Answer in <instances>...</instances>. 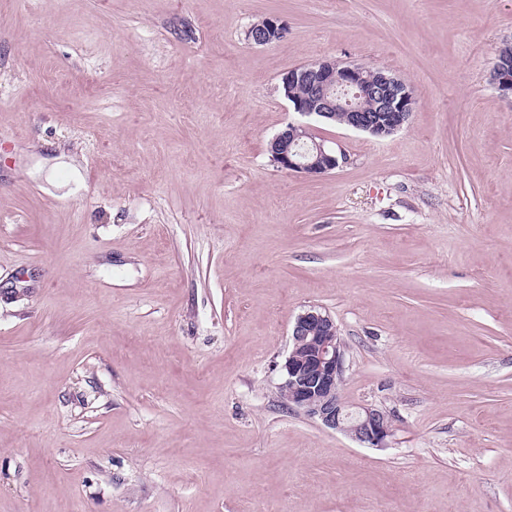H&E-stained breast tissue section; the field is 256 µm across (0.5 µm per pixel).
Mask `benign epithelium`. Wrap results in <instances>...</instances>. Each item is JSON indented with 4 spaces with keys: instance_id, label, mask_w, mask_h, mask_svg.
Listing matches in <instances>:
<instances>
[{
    "instance_id": "obj_1",
    "label": "benign epithelium",
    "mask_w": 512,
    "mask_h": 512,
    "mask_svg": "<svg viewBox=\"0 0 512 512\" xmlns=\"http://www.w3.org/2000/svg\"><path fill=\"white\" fill-rule=\"evenodd\" d=\"M285 26L275 18L265 19L258 29L248 30L255 45H270L285 36ZM492 83L504 97L512 98V62L505 59L492 73ZM301 84L307 95L296 97L288 88ZM284 96L294 112L318 122L346 113V126L374 137H388L408 123L417 104L415 90L386 70L332 59L296 67L282 78ZM374 102L368 112L361 103ZM303 123H288L270 142L274 163L285 171L322 175L345 162L344 153L324 140L301 139ZM345 371L344 343L334 318L319 307L300 313L292 326L291 347L282 365L279 388L288 394V406L340 432L368 448H385L394 435L393 420L372 404L351 405L341 395Z\"/></svg>"
}]
</instances>
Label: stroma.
I'll return each instance as SVG.
<instances>
[{
    "mask_svg": "<svg viewBox=\"0 0 512 512\" xmlns=\"http://www.w3.org/2000/svg\"><path fill=\"white\" fill-rule=\"evenodd\" d=\"M507 44L512 0H0V512H512ZM323 58L416 108L281 170ZM312 305L387 447L281 403ZM287 30L285 26L275 18L265 19V24L259 29H249L248 39L255 45H270L285 36ZM491 80L502 96L512 99V62L508 59L499 62L493 70ZM309 127L303 123L289 122L270 142V152L274 163L282 170L304 174L322 175L329 173L344 163L346 156L341 151L326 145L325 140L309 141L303 137L300 130Z\"/></svg>",
    "mask_w": 512,
    "mask_h": 512,
    "instance_id": "stroma-1",
    "label": "stroma"
}]
</instances>
